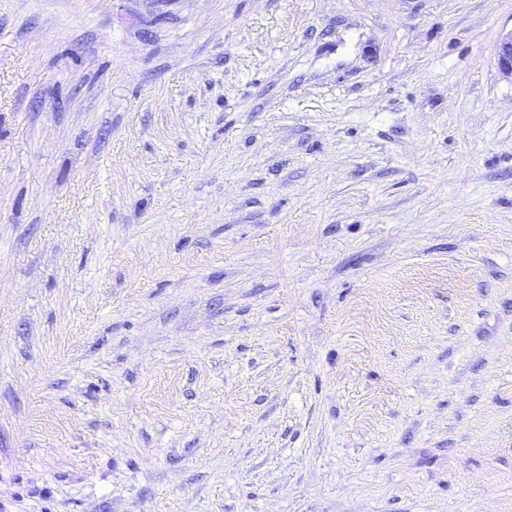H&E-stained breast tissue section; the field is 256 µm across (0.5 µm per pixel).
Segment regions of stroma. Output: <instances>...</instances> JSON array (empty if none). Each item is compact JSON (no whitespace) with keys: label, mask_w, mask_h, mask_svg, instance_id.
I'll list each match as a JSON object with an SVG mask.
<instances>
[{"label":"stroma","mask_w":512,"mask_h":512,"mask_svg":"<svg viewBox=\"0 0 512 512\" xmlns=\"http://www.w3.org/2000/svg\"><path fill=\"white\" fill-rule=\"evenodd\" d=\"M512 0H0V512H512ZM495 59L498 69L512 77V31L503 34L495 45Z\"/></svg>","instance_id":"stroma-1"}]
</instances>
